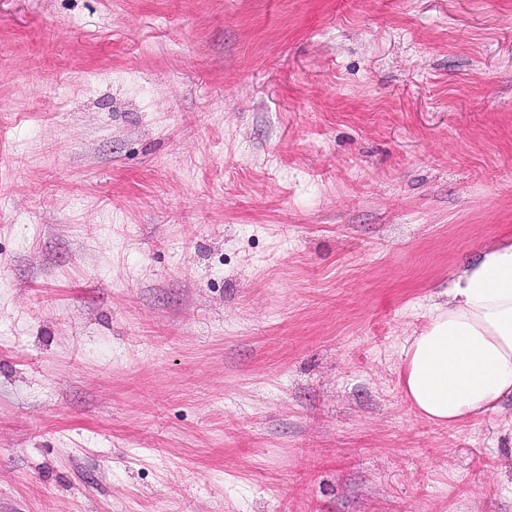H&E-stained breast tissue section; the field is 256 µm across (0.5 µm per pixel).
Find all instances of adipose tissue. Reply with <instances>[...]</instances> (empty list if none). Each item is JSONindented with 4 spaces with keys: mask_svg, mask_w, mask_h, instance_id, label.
<instances>
[{
    "mask_svg": "<svg viewBox=\"0 0 512 512\" xmlns=\"http://www.w3.org/2000/svg\"><path fill=\"white\" fill-rule=\"evenodd\" d=\"M420 419L458 423L512 396V241L485 250L448 285V303L402 350Z\"/></svg>",
    "mask_w": 512,
    "mask_h": 512,
    "instance_id": "adipose-tissue-1",
    "label": "adipose tissue"
}]
</instances>
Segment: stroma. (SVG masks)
I'll return each mask as SVG.
<instances>
[{"instance_id": "obj_1", "label": "stroma", "mask_w": 512, "mask_h": 512, "mask_svg": "<svg viewBox=\"0 0 512 512\" xmlns=\"http://www.w3.org/2000/svg\"><path fill=\"white\" fill-rule=\"evenodd\" d=\"M507 237L512 0H0V512H512L401 384Z\"/></svg>"}]
</instances>
